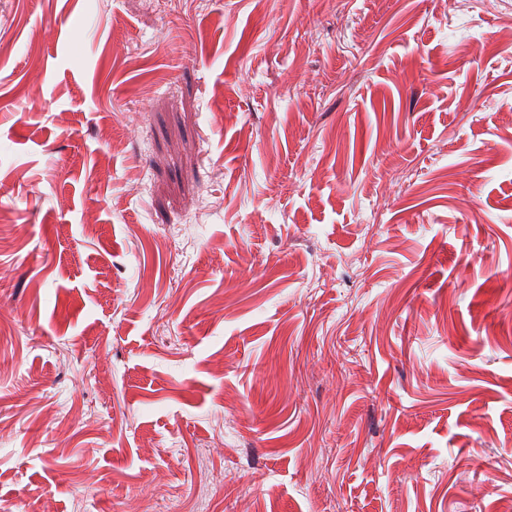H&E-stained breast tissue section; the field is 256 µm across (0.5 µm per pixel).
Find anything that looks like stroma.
<instances>
[{
	"instance_id": "obj_1",
	"label": "stroma",
	"mask_w": 512,
	"mask_h": 512,
	"mask_svg": "<svg viewBox=\"0 0 512 512\" xmlns=\"http://www.w3.org/2000/svg\"><path fill=\"white\" fill-rule=\"evenodd\" d=\"M0 512L512 498V0H0Z\"/></svg>"
}]
</instances>
